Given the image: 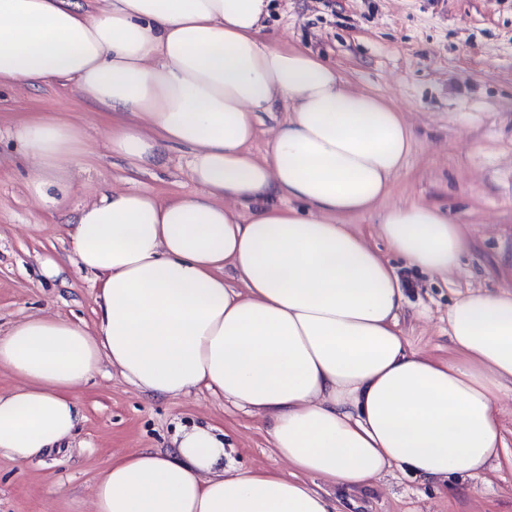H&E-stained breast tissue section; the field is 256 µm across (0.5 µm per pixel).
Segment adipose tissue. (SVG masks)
I'll return each instance as SVG.
<instances>
[{"label": "adipose tissue", "mask_w": 512, "mask_h": 512, "mask_svg": "<svg viewBox=\"0 0 512 512\" xmlns=\"http://www.w3.org/2000/svg\"><path fill=\"white\" fill-rule=\"evenodd\" d=\"M270 0H0V85L72 83L112 112V153L134 169L191 151L200 196L110 192L68 226L77 272L98 282L96 323L28 316L0 336V458L23 466L68 443L76 389L110 364L138 389H208L260 415L289 473L224 463V433L112 458L94 512H338L398 467L473 478L500 460L495 409L512 382V289L448 311L455 355L409 347L390 262L345 216L384 199L412 129L314 53L264 43ZM286 106L263 158L260 113ZM38 202L65 205L81 132L62 117L12 130ZM409 265L445 276L468 245L425 203L378 226Z\"/></svg>", "instance_id": "1"}]
</instances>
